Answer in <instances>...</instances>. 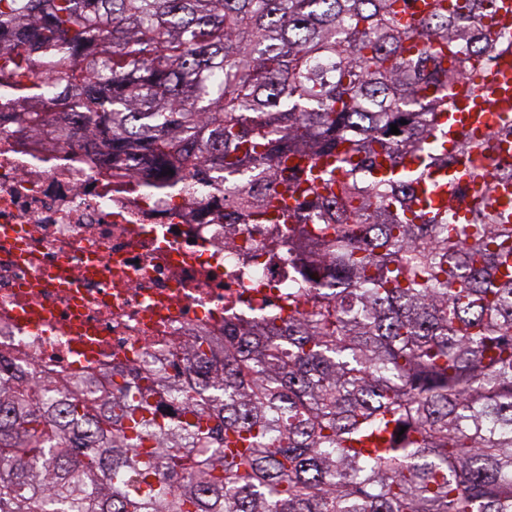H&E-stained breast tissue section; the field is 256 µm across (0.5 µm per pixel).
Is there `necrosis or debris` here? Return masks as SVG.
Masks as SVG:
<instances>
[{
	"instance_id": "1",
	"label": "necrosis or debris",
	"mask_w": 512,
	"mask_h": 512,
	"mask_svg": "<svg viewBox=\"0 0 512 512\" xmlns=\"http://www.w3.org/2000/svg\"><path fill=\"white\" fill-rule=\"evenodd\" d=\"M0 79V364L36 386L100 395L118 371L172 373L198 339L224 358V321L295 315L288 264L258 225L225 236L224 195L172 193L192 171L113 168L91 135L14 116Z\"/></svg>"
}]
</instances>
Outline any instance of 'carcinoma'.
Returning a JSON list of instances; mask_svg holds the SVG:
<instances>
[{"mask_svg":"<svg viewBox=\"0 0 512 512\" xmlns=\"http://www.w3.org/2000/svg\"><path fill=\"white\" fill-rule=\"evenodd\" d=\"M413 2L0 0L8 69L53 61L69 100L30 124L190 166L183 191L235 177L224 231L274 224L282 256L300 230L327 263L288 259L312 309L224 326L219 365L199 343L182 375L63 403L45 380L33 408L0 369V512H512V207L488 186L512 161L483 163L512 115L450 148L441 122L488 97L473 68L512 38L482 24L498 0H429L411 24ZM290 156L335 164L301 177ZM442 170L448 203L418 209ZM165 395L187 399L176 420Z\"/></svg>","mask_w":512,"mask_h":512,"instance_id":"1","label":"carcinoma"}]
</instances>
